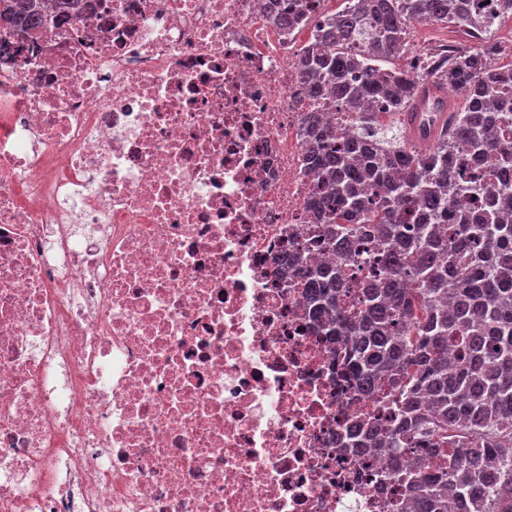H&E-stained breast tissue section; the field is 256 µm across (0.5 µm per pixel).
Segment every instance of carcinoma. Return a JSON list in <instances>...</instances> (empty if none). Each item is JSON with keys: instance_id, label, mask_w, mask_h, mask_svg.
Instances as JSON below:
<instances>
[{"instance_id": "carcinoma-1", "label": "carcinoma", "mask_w": 512, "mask_h": 512, "mask_svg": "<svg viewBox=\"0 0 512 512\" xmlns=\"http://www.w3.org/2000/svg\"><path fill=\"white\" fill-rule=\"evenodd\" d=\"M272 2L277 25L317 27L302 52V85L354 117L336 130L307 120L323 224L292 256L337 257L303 283L309 316L344 338L348 389L374 396L382 411L351 423L347 447L391 452L376 479L412 491L416 512L451 503L512 512V182L471 181L456 153L462 140L476 166L512 159V136L499 138L490 109L512 88V66L493 63L487 45L445 51L426 68L385 67L411 25L472 37L491 28L471 0H346L327 15L316 0ZM4 10L27 26L45 19L39 0H9ZM428 86L459 89L465 106L422 152L409 131L377 116L416 111ZM405 455L431 472L401 466Z\"/></svg>"}]
</instances>
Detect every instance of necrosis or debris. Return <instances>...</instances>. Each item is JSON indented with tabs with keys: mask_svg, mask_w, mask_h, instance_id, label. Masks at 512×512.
I'll list each match as a JSON object with an SVG mask.
<instances>
[{
	"mask_svg": "<svg viewBox=\"0 0 512 512\" xmlns=\"http://www.w3.org/2000/svg\"><path fill=\"white\" fill-rule=\"evenodd\" d=\"M0 21V512H399L308 319V39L269 0Z\"/></svg>",
	"mask_w": 512,
	"mask_h": 512,
	"instance_id": "obj_1",
	"label": "necrosis or debris"
}]
</instances>
